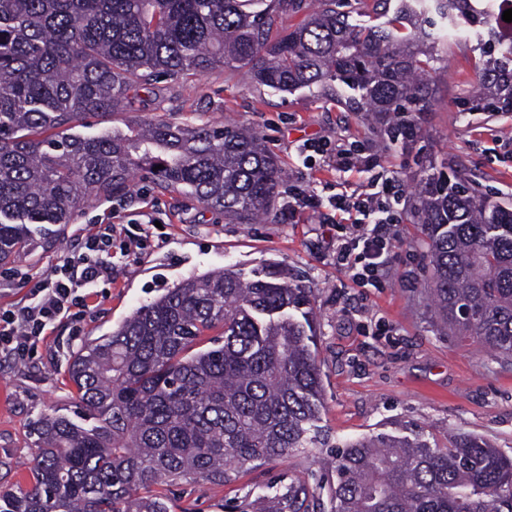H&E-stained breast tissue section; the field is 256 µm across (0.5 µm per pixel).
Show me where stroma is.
<instances>
[{
    "mask_svg": "<svg viewBox=\"0 0 512 512\" xmlns=\"http://www.w3.org/2000/svg\"><path fill=\"white\" fill-rule=\"evenodd\" d=\"M480 58L476 38L449 43L432 74L436 100L420 113L421 136L407 148L382 150L380 135L333 92L281 93L242 84L216 68L202 76L159 78L142 86L126 112L89 119L81 135L126 127L138 120L235 121L259 132L285 172V181L326 196L353 191L367 174H340L322 162L305 166L297 148L324 137L349 139L377 150L407 197H414L430 164L460 171L490 200L512 204V112H461L456 99L473 84ZM276 198L261 224H232L189 196L135 180L124 196H91L70 224L57 227L56 244L0 265V307L23 301L26 277L48 272L95 224L123 227L112 243V282L87 298L83 316L56 324L21 360L0 356V493L29 486L34 453L31 427L43 414H72L76 389L69 356L84 343L110 336L140 305L184 279L230 267L250 275L277 271L309 288L323 385L319 427L330 443L388 434H422L438 445L449 435L474 433L512 455V362L496 352L441 334L428 299L426 245L419 224L392 230L393 271L380 287L362 288L336 266L340 229L320 210L288 219ZM153 224L142 225L143 213ZM323 448L290 452L240 472L224 486L186 478L160 491L170 512H288V489L304 485L309 512H331Z\"/></svg>",
    "mask_w": 512,
    "mask_h": 512,
    "instance_id": "35a3bbf8",
    "label": "stroma"
}]
</instances>
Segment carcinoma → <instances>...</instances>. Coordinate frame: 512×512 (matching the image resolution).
<instances>
[{
  "label": "carcinoma",
  "mask_w": 512,
  "mask_h": 512,
  "mask_svg": "<svg viewBox=\"0 0 512 512\" xmlns=\"http://www.w3.org/2000/svg\"><path fill=\"white\" fill-rule=\"evenodd\" d=\"M0 0V264L52 243L88 196L124 194L138 174L237 224L270 214L284 180L258 132L146 121L72 133L123 111L154 77L244 69L276 92L334 83L371 113L383 148L418 136L434 103L439 45L465 22L493 48L463 112H512V26L501 0H401L362 25L345 0ZM306 13L290 27L285 20ZM158 170H153V167ZM414 216L427 240L436 322L512 357V207L458 174H429ZM311 290L267 273L190 276L139 306L67 373L74 416L34 422L33 483L0 512H169L155 487L325 446ZM221 330L205 346L206 333ZM334 512H512V456L474 434L444 448L421 436L340 445Z\"/></svg>",
  "instance_id": "cac0c4a2"
}]
</instances>
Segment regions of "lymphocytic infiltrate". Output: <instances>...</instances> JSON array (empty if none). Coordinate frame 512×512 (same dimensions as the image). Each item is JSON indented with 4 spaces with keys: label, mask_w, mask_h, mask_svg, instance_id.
Segmentation results:
<instances>
[{
    "label": "lymphocytic infiltrate",
    "mask_w": 512,
    "mask_h": 512,
    "mask_svg": "<svg viewBox=\"0 0 512 512\" xmlns=\"http://www.w3.org/2000/svg\"><path fill=\"white\" fill-rule=\"evenodd\" d=\"M303 150L324 157L337 172L371 173V192H341L325 198L292 188L286 206L292 215L323 208L346 216L349 235L336 241V264L354 283L378 286L389 263L390 228L402 221L403 198L394 189L393 177L378 170L377 157L354 142H310ZM116 233L115 225H98L76 253L59 258L41 276L22 305L0 309V354L23 356L57 321L75 317L84 303V291L111 280Z\"/></svg>",
    "instance_id": "f902f5d3"
}]
</instances>
